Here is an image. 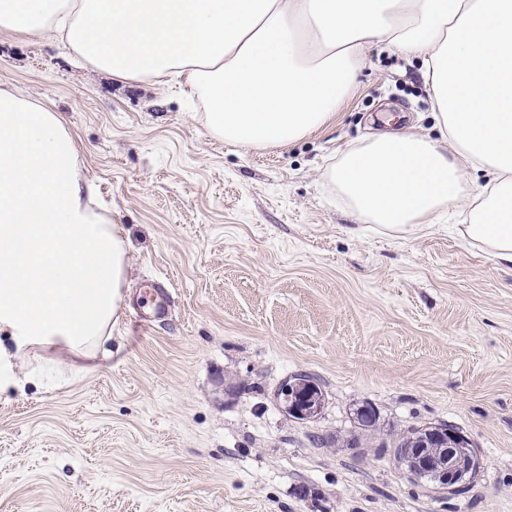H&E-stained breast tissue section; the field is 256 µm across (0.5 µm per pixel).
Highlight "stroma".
<instances>
[{"label":"stroma","instance_id":"stroma-1","mask_svg":"<svg viewBox=\"0 0 512 512\" xmlns=\"http://www.w3.org/2000/svg\"><path fill=\"white\" fill-rule=\"evenodd\" d=\"M420 69L372 47L328 125L256 150L214 138L177 84L0 31V85L62 112L130 244L111 357L49 350L60 384L0 394V512H512V268L447 220L356 229L325 177L382 116L433 133ZM152 284L168 315L141 328ZM301 373L325 399L309 422L276 397ZM438 423L482 461L452 493L388 446ZM433 426H440L443 428H447L448 431L450 432H454L453 436L457 440L467 439L462 432H458L459 429L457 427L445 423H440L438 425H421L418 427H411L410 429H408L406 432H404L398 438L395 439L396 445L394 446V458L399 463L406 465V467H410V464L405 456V448H409L410 444L413 442L414 439H416L423 432H426L428 429L433 428Z\"/></svg>","mask_w":512,"mask_h":512}]
</instances>
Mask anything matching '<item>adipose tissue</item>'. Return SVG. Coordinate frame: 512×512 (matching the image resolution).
Returning a JSON list of instances; mask_svg holds the SVG:
<instances>
[{
  "instance_id": "ef3b65f1",
  "label": "adipose tissue",
  "mask_w": 512,
  "mask_h": 512,
  "mask_svg": "<svg viewBox=\"0 0 512 512\" xmlns=\"http://www.w3.org/2000/svg\"><path fill=\"white\" fill-rule=\"evenodd\" d=\"M0 31L120 81L182 77L212 135L249 149L326 125L369 48L417 56L435 135L376 133L326 179L387 232L464 215L461 238L512 267V0H0ZM475 172L487 182L465 194ZM95 194L63 114L0 86V393L50 379L37 351L93 361L112 338L128 242Z\"/></svg>"
}]
</instances>
